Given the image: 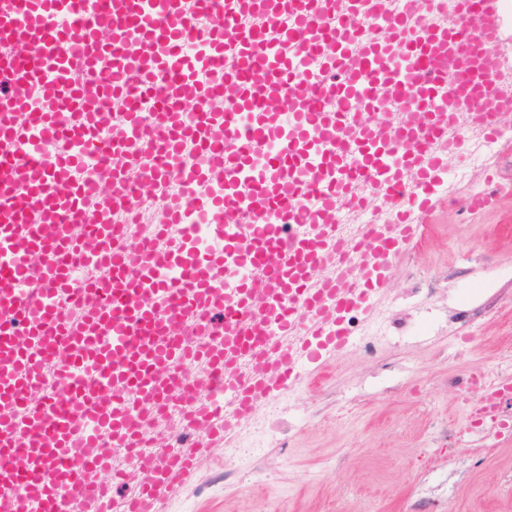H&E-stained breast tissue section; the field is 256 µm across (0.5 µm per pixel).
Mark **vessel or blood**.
Instances as JSON below:
<instances>
[{
	"mask_svg": "<svg viewBox=\"0 0 512 512\" xmlns=\"http://www.w3.org/2000/svg\"><path fill=\"white\" fill-rule=\"evenodd\" d=\"M372 3L378 34L361 40L357 0H0V512L111 500L127 482L116 448L136 449L146 476L127 512H151L205 453L139 451L173 397L172 368L209 361L213 378L183 381V395L220 386L248 416L258 395L302 386V362L347 347L345 309L373 306L385 262L441 204L444 159L464 152L458 113L490 140L512 113V87L497 79L512 59L501 0H480L464 39L422 28L421 0L400 12ZM203 13L217 36H199ZM246 13L254 25L240 23ZM145 99L162 111H140ZM385 104L386 131L352 126ZM117 111L125 122L101 132ZM187 139L208 164L185 155ZM412 139L433 147L406 151ZM363 179L397 200L394 221L367 227L365 275L322 279L337 200L371 204ZM172 187L151 227L166 249L113 224ZM204 216L223 251L198 248ZM302 222L311 236L284 233ZM243 267L246 280L224 290L225 271ZM245 350L254 369L239 378ZM483 388L473 424L505 427L512 382ZM218 412L195 403L185 424L221 442Z\"/></svg>",
	"mask_w": 512,
	"mask_h": 512,
	"instance_id": "1",
	"label": "vessel or blood"
}]
</instances>
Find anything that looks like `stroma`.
Wrapping results in <instances>:
<instances>
[{"mask_svg":"<svg viewBox=\"0 0 512 512\" xmlns=\"http://www.w3.org/2000/svg\"><path fill=\"white\" fill-rule=\"evenodd\" d=\"M500 270H512V187L488 211L442 205L392 262L376 304L379 346L352 345L328 358L314 388L261 401L252 419L276 423L273 449L221 481L224 450L211 448L165 502L188 501L191 512H512V435L471 427L482 390L461 385L489 366L512 380V285L493 282ZM425 318L432 333L414 335Z\"/></svg>","mask_w":512,"mask_h":512,"instance_id":"stroma-1","label":"stroma"}]
</instances>
